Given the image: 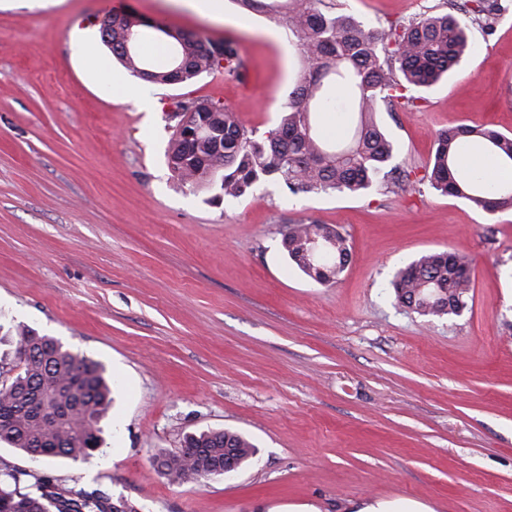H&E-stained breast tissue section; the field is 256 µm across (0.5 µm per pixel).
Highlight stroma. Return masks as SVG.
I'll list each match as a JSON object with an SVG mask.
<instances>
[{
    "mask_svg": "<svg viewBox=\"0 0 512 512\" xmlns=\"http://www.w3.org/2000/svg\"><path fill=\"white\" fill-rule=\"evenodd\" d=\"M380 31L448 0H336ZM472 53L415 106L378 118L398 161L423 174L436 133L512 134V0ZM0 0V323L17 321L103 363L115 381L104 443L88 461L23 470L98 490L139 512H358L413 500L430 512H512V211L486 213L428 184L350 197L286 196L266 182L240 201L182 184L166 150L180 100L208 99L273 129L299 67L285 31L221 0ZM129 12L237 42L243 81L160 86L100 40ZM156 108L106 93L97 68ZM316 220L349 240L339 281L318 284L281 245ZM451 250L471 300L429 318L396 307L402 262ZM230 428L258 452L232 479L170 483L156 468L185 435Z\"/></svg>",
    "mask_w": 512,
    "mask_h": 512,
    "instance_id": "35a3bbf8",
    "label": "stroma"
}]
</instances>
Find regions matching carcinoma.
I'll return each instance as SVG.
<instances>
[{"mask_svg":"<svg viewBox=\"0 0 512 512\" xmlns=\"http://www.w3.org/2000/svg\"><path fill=\"white\" fill-rule=\"evenodd\" d=\"M250 13L267 16L294 41L300 67L277 126L258 136L220 102L189 99L177 112H206L220 138L222 152L207 141L176 131L167 151L168 165L182 183L214 187L215 199L231 201L265 181H281L288 194L359 196L375 187L407 190L412 171L397 162L383 126L380 104L399 100L412 105L414 91L438 84L470 48L468 31L485 29L503 9L500 0H449L448 10L425 15L408 25L390 24L375 32L352 15L337 10L336 0H232ZM101 39L132 76L155 85L190 83L220 73L241 80L246 63L231 40L202 43L188 34L146 21L137 41L124 48L112 25L100 24ZM166 44L167 62L153 64L146 41ZM348 105L355 119L339 137L317 129L316 115ZM470 141L512 167V135L497 129L461 124L438 132L432 162L422 181L449 197L495 213L512 210V181L491 189L463 176L458 149ZM328 242L326 260L309 258L310 236ZM282 246L288 258L312 280L324 284L345 270L350 245L329 224L300 221L288 225ZM471 283L465 257L434 251L406 262L391 282L397 304L424 317L458 315L467 306ZM0 343L13 349V361L0 365V444L34 460L84 461L103 443L102 423L112 408L114 380L105 367L66 348L58 339L24 325H0ZM60 409L59 419L39 417L42 404ZM255 455L245 435L227 429L185 436L181 448L156 457L161 474L173 484L237 471ZM138 512L125 499L96 490L62 489L45 473L17 468L0 458V512Z\"/></svg>","mask_w":512,"mask_h":512,"instance_id":"cac0c4a2","label":"carcinoma"}]
</instances>
